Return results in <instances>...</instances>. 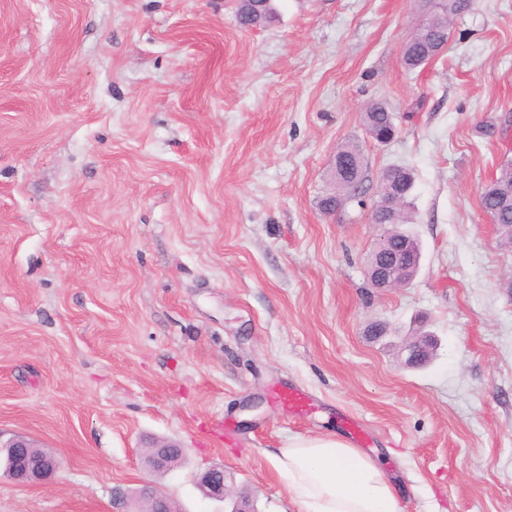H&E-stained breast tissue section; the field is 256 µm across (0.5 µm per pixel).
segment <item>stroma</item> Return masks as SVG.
Masks as SVG:
<instances>
[{"instance_id":"1","label":"stroma","mask_w":512,"mask_h":512,"mask_svg":"<svg viewBox=\"0 0 512 512\" xmlns=\"http://www.w3.org/2000/svg\"><path fill=\"white\" fill-rule=\"evenodd\" d=\"M273 5L247 28L237 0H0V433L59 462L39 485L0 470V512H137L147 484L230 512L198 485L216 465L257 512H295L268 454L342 416L402 512H512V248L479 204L512 161V0H474L413 71L432 0ZM349 140L365 194L329 215ZM391 165L415 176L422 260L378 293ZM418 330L437 347L409 368ZM284 383L311 413L273 400ZM163 441L183 457L158 472ZM386 104L377 102L368 107L363 115L365 132L378 140L391 139L396 133V126L391 122V114ZM344 156L360 157L358 171H359L360 175L365 177L364 159L362 157V154H360L359 146L356 142L348 141V142L344 143L343 145H341L336 150V157H335L336 172H335V164H334V169L331 173V179H330V184H331L330 189H334V191L327 193L321 199L325 198L328 195H334L335 193H336V201H338V203H340L341 195H344V194L347 196V198L352 199L353 196H352V192L349 187V184H348V179L345 176V174H343L342 170L339 168L338 163H337V159H339L340 157H344ZM336 201H334L333 204H330L326 208V213H328V214L336 213Z\"/></svg>"}]
</instances>
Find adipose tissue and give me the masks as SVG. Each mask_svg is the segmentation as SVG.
<instances>
[{
    "label": "adipose tissue",
    "mask_w": 512,
    "mask_h": 512,
    "mask_svg": "<svg viewBox=\"0 0 512 512\" xmlns=\"http://www.w3.org/2000/svg\"><path fill=\"white\" fill-rule=\"evenodd\" d=\"M272 463L299 512H401L381 462L338 436L290 439Z\"/></svg>",
    "instance_id": "1"
}]
</instances>
